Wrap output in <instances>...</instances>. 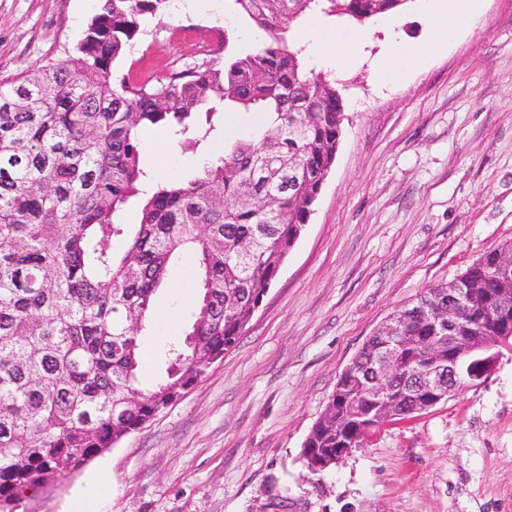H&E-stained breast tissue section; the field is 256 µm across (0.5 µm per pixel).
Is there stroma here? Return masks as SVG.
Instances as JSON below:
<instances>
[{
    "mask_svg": "<svg viewBox=\"0 0 512 512\" xmlns=\"http://www.w3.org/2000/svg\"><path fill=\"white\" fill-rule=\"evenodd\" d=\"M484 12L424 63L377 85L391 41L426 39L421 4L396 30L366 23L361 60L335 82L346 119L305 232L236 345L180 400L16 512H512V352L446 402L387 422L330 469L301 456L336 383L374 330L416 295L512 242V0ZM98 0H0V79L59 58ZM252 48L265 34L224 19V0L152 18L120 63L161 78L205 58L224 63V30ZM189 176L207 151L164 135Z\"/></svg>",
    "mask_w": 512,
    "mask_h": 512,
    "instance_id": "35a3bbf8",
    "label": "stroma"
}]
</instances>
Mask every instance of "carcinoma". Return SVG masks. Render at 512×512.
Wrapping results in <instances>:
<instances>
[{
  "instance_id": "cac0c4a2",
  "label": "carcinoma",
  "mask_w": 512,
  "mask_h": 512,
  "mask_svg": "<svg viewBox=\"0 0 512 512\" xmlns=\"http://www.w3.org/2000/svg\"><path fill=\"white\" fill-rule=\"evenodd\" d=\"M73 49L0 81V512L141 429L237 342L306 226L334 162L344 102L287 37L303 13L368 20L407 0H228L268 40H224V66L132 80L117 63L170 0H99ZM260 117L186 181H157L142 132L214 142L216 106ZM137 224H125L130 205ZM512 243L426 289L496 291ZM196 257L199 301L164 370L141 387V338L175 259ZM306 448L336 447V417Z\"/></svg>"
}]
</instances>
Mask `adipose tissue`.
I'll use <instances>...</instances> for the list:
<instances>
[{"mask_svg":"<svg viewBox=\"0 0 512 512\" xmlns=\"http://www.w3.org/2000/svg\"><path fill=\"white\" fill-rule=\"evenodd\" d=\"M423 5L428 39L391 48L374 69L376 80L393 78L417 66L459 30L472 26L482 13L483 0H423ZM366 39L361 31L347 35L337 29H324L318 32L314 49L327 67L339 72L350 65Z\"/></svg>","mask_w":512,"mask_h":512,"instance_id":"ef3b65f1","label":"adipose tissue"}]
</instances>
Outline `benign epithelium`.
<instances>
[{"instance_id": "1", "label": "benign epithelium", "mask_w": 512, "mask_h": 512, "mask_svg": "<svg viewBox=\"0 0 512 512\" xmlns=\"http://www.w3.org/2000/svg\"><path fill=\"white\" fill-rule=\"evenodd\" d=\"M511 295L512 290L508 288L498 289L493 325L488 329L464 322L475 315L481 304L476 302V293L460 288L448 289L447 299H438L421 311L422 316L434 323L435 330V334L423 340L404 335V316L389 317L366 345L374 379L366 380L350 366L344 369L347 387L356 389L363 399L358 410L349 409L345 413V417L362 422L360 432L341 441L340 448L333 453L304 449L310 466L324 470L339 463L360 447L382 422L401 413L410 399H420L425 411L448 399L460 389L461 383L472 384L491 375L500 357L498 348L509 346L512 340ZM407 344L417 345L423 351L424 373L412 394L397 386V378L403 371V347Z\"/></svg>"}]
</instances>
